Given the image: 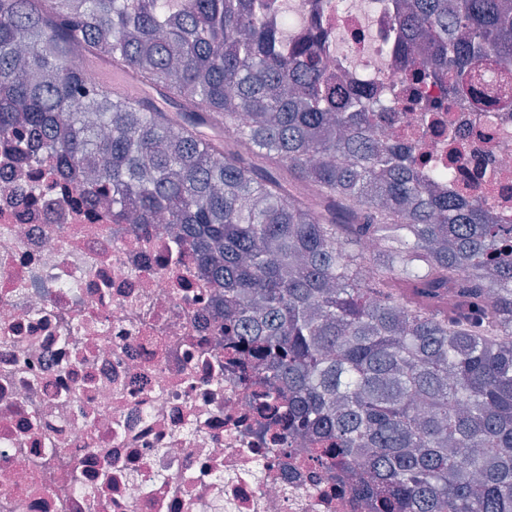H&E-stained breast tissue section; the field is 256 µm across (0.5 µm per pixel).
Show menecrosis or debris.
<instances>
[{
	"label": "necrosis or debris",
	"instance_id": "necrosis-or-debris-1",
	"mask_svg": "<svg viewBox=\"0 0 512 512\" xmlns=\"http://www.w3.org/2000/svg\"><path fill=\"white\" fill-rule=\"evenodd\" d=\"M292 38L382 100L408 94L396 0H278ZM454 135L428 126L455 184L493 175L512 222V97L457 93ZM159 226L147 234L0 145V512H369L250 401L256 363L224 355L221 291Z\"/></svg>",
	"mask_w": 512,
	"mask_h": 512
}]
</instances>
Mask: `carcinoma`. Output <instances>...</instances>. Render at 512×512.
<instances>
[{
	"instance_id": "cac0c4a2",
	"label": "carcinoma",
	"mask_w": 512,
	"mask_h": 512,
	"mask_svg": "<svg viewBox=\"0 0 512 512\" xmlns=\"http://www.w3.org/2000/svg\"><path fill=\"white\" fill-rule=\"evenodd\" d=\"M271 9L0 0V143L136 229L174 225L224 289L229 359L265 364L253 402L358 467L372 512H512V224L383 139L386 106ZM400 30L411 106L480 61L512 83V0H410Z\"/></svg>"
}]
</instances>
